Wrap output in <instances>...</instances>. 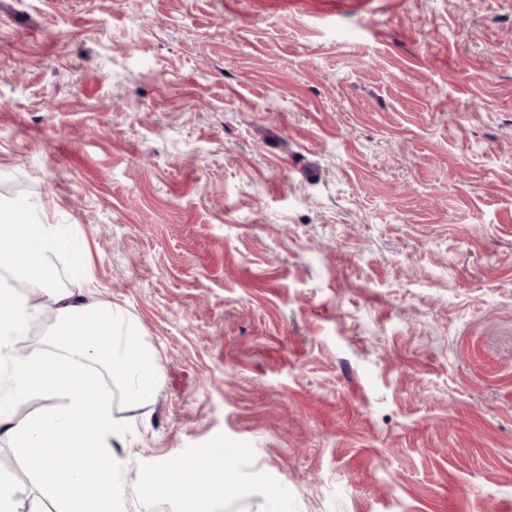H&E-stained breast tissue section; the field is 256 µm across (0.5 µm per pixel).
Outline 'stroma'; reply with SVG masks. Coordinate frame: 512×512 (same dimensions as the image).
Returning a JSON list of instances; mask_svg holds the SVG:
<instances>
[{
	"mask_svg": "<svg viewBox=\"0 0 512 512\" xmlns=\"http://www.w3.org/2000/svg\"><path fill=\"white\" fill-rule=\"evenodd\" d=\"M0 176L154 352L129 481L512 512V0H0ZM232 457L224 453V448H208L199 456L185 459L178 469L166 463L156 465L144 476V484L150 488L153 498L172 500L175 512H210L212 502L222 494L220 488H211L203 493L190 480V475L201 470L212 471L216 466L230 471Z\"/></svg>",
	"mask_w": 512,
	"mask_h": 512,
	"instance_id": "stroma-1",
	"label": "stroma"
}]
</instances>
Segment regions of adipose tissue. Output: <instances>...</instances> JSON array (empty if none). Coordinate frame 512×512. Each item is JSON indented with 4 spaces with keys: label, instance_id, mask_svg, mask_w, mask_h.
<instances>
[{
    "label": "adipose tissue",
    "instance_id": "1",
    "mask_svg": "<svg viewBox=\"0 0 512 512\" xmlns=\"http://www.w3.org/2000/svg\"><path fill=\"white\" fill-rule=\"evenodd\" d=\"M11 211L0 208V352L27 334L43 309H51L55 321L47 338L46 352L14 361L9 389L0 394V430L10 441L13 455L33 466L42 479L28 512H45V499H57L59 512H124L126 500L136 494L122 475L112 451L117 436L112 412L111 386L122 388L135 404L150 401L157 389L152 348L144 341L135 320L119 306L100 300L94 281L89 243L71 225L39 218L29 233L37 250L17 243L19 234ZM70 258L75 281L86 283L84 293L56 287L50 274L57 262ZM27 281L40 288L46 307L18 297L13 281ZM52 401L51 411L14 420L13 409L23 398ZM75 456L65 476H58L56 461L61 449ZM230 469L232 458L220 448H209L184 460L179 468L156 465L144 476L152 497L172 500L175 512H211L220 493H233L232 483L223 490L201 492L193 474L215 467Z\"/></svg>",
    "mask_w": 512,
    "mask_h": 512
}]
</instances>
